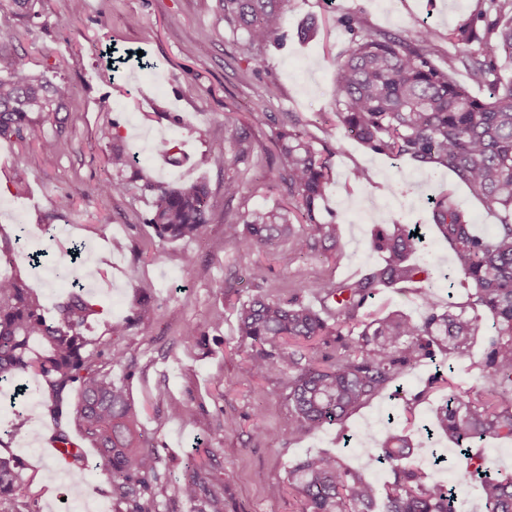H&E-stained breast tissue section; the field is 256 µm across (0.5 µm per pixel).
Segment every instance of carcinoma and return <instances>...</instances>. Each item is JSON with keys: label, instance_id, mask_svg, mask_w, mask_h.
Segmentation results:
<instances>
[{"label": "carcinoma", "instance_id": "1", "mask_svg": "<svg viewBox=\"0 0 512 512\" xmlns=\"http://www.w3.org/2000/svg\"><path fill=\"white\" fill-rule=\"evenodd\" d=\"M288 0H218L224 27L241 35L237 46L253 73L264 64L260 52L288 40L283 19ZM36 0H0L4 22L26 25L37 18ZM349 34V47L336 60V118L349 135L375 153L409 159L422 167L446 170L476 200L502 213L492 231L478 234L468 214L449 197L429 202L431 221L448 241L459 286L472 288L464 303L441 311L430 287L417 289L423 316L400 312L363 314L380 288H394L430 278L428 269L408 263L420 237L409 224L376 229L371 246L383 265L358 279L314 285L315 309L298 299L288 302L256 294L237 308L238 336L246 348L249 371L257 378H288V435L315 433L342 424L382 395L408 370L437 358L458 364L470 361L480 340L483 356L475 364L483 392L456 388L432 420L459 453L457 470L476 479L484 512H512V474L493 472L477 440L512 439V76L500 60L512 62V0H476L468 21L443 33L423 26L410 38L370 29L357 16L338 20ZM456 48L448 63H434L441 40ZM463 68L471 82L486 89L478 98L453 78ZM72 87L64 79L48 80L15 58L0 75V137L34 145L45 154L62 149V130L45 134L43 122L66 109ZM224 142L234 149L232 162L249 167L253 149L248 125L224 121ZM282 161L280 179L288 184L286 205L260 207L224 225V246L245 254L282 243L298 256L323 255L341 249V229L320 218L319 203L334 182L329 158L291 119L274 134ZM107 166L116 177L98 186L121 196L130 183L121 174L136 165L134 152L112 143ZM151 210L146 223L161 242L199 237L210 222L209 191L204 183L171 187L149 183ZM48 319L38 299L18 277H0V390L11 400L24 394L23 379L42 378L41 403L15 415L23 426L40 412L56 423V441L73 444L72 423L96 448L106 472L116 512H160L165 473L146 445L140 411L127 385L112 377L110 367L130 366L127 352L115 345L100 348L85 336L95 313L79 282ZM154 307L142 301L131 320L114 323L112 336L132 326L147 333L145 316ZM323 336L336 337V357L323 363L302 352ZM42 346L32 355V343ZM157 398L167 416L191 414L183 401L163 390ZM413 452L403 428L387 433L370 454V464L390 465L392 478L379 484L348 466L331 451L309 453L288 467V488L301 512H457L452 487L404 464ZM70 492L83 495L84 463L70 464ZM28 489L19 462L0 453V512H18L17 500ZM176 493L199 503L198 512H224V489L210 484L207 471L193 457L184 463Z\"/></svg>", "mask_w": 512, "mask_h": 512}]
</instances>
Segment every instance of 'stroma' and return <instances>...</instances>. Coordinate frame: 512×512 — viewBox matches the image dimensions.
Instances as JSON below:
<instances>
[{
    "label": "stroma",
    "mask_w": 512,
    "mask_h": 512,
    "mask_svg": "<svg viewBox=\"0 0 512 512\" xmlns=\"http://www.w3.org/2000/svg\"><path fill=\"white\" fill-rule=\"evenodd\" d=\"M474 8L475 0H288V42L267 48L257 77L225 29L216 0H83L77 13L71 0H38L35 25L0 33V41L24 56L32 70L65 78L73 90L66 110L44 126L49 134L63 129L61 152L44 155L0 138V238L25 236L23 257L6 271L26 279L45 316L53 317L68 287L54 280L49 269L69 260L74 245H81L79 279L97 309L85 334L100 345L109 342L113 322L129 316L140 299L152 300L151 333L119 337L132 365L113 367L112 376L126 381L170 481L181 480L186 456L202 459L211 483L224 489V512H300L291 495L274 498L269 489L285 485L289 465L318 450L334 451L351 467L369 468L377 482H384L387 469L368 467V453L384 438L388 416H401L404 398L421 391L427 397L416 406L409 429L411 462L432 479L441 477L429 462L433 452L450 454L452 445L424 431L432 408L448 394L444 388L426 389L435 366L404 374L403 399L378 397L344 426L292 435L287 381L276 374L264 379L251 375L238 347L237 308L256 292L249 278L256 262L266 269L264 293L315 305L314 282L358 278L381 265V255L369 246L371 232L375 225L397 221L422 223L424 241L413 260L431 269L439 304L465 300L466 289H449L444 278L452 270L451 251L430 222L428 201L451 194L481 231L499 223V214L471 197L450 174L373 153L350 138L334 114L333 87L334 61L349 43L341 17L355 15L366 27L407 37L423 26L443 32L455 28ZM66 15L70 25L57 26V18ZM172 15L179 22L170 26L166 20ZM312 20L318 23L317 35L299 41L297 31ZM138 50L152 61L150 71L127 61V54ZM110 56L123 58V65L109 68ZM256 109L282 122L298 118L329 154L335 182L320 215L342 227L340 257L300 258L285 244L249 257L223 247L225 223L244 211L288 201L272 143L274 127L252 122ZM228 119L249 124L258 165L195 167L192 159L202 153L232 155L224 143ZM116 135L138 151L140 179L125 195L113 197L100 193L98 185L112 174L106 154ZM162 138L178 141L190 162H167L155 154L153 145ZM358 168L367 172L366 181H353L351 173ZM230 176L242 181L243 190L229 203L224 180ZM146 179L169 185L207 182L211 220L201 237L159 242L145 222L152 202L151 192L142 187ZM60 194L73 201L63 215L53 204ZM40 249L47 255L38 270H30L25 256ZM187 253L195 256L199 274L183 271ZM299 267L304 270L300 279L294 276ZM191 325L205 331L207 348L182 342ZM26 384L25 397H0V452L14 455L30 481L25 512H113L94 450L86 452V492L77 503L69 497L68 470L50 461L53 420L39 415L26 429H13L16 409L41 401L40 378H27ZM165 389L192 407L191 417H166L157 398ZM257 423L268 437L254 434Z\"/></svg>",
    "instance_id": "stroma-1"
}]
</instances>
